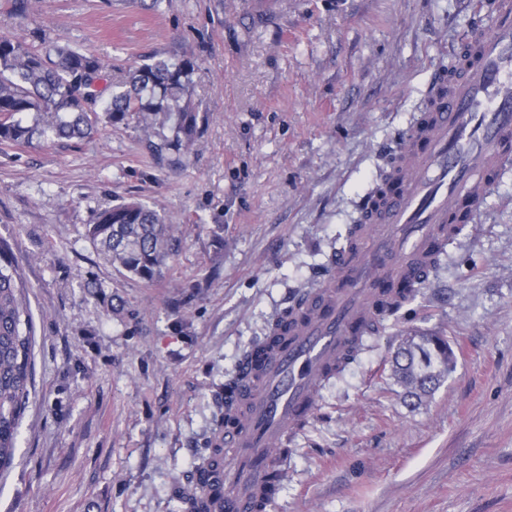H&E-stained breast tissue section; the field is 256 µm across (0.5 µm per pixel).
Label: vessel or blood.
<instances>
[{"mask_svg": "<svg viewBox=\"0 0 512 512\" xmlns=\"http://www.w3.org/2000/svg\"><path fill=\"white\" fill-rule=\"evenodd\" d=\"M490 30L470 34L454 74L437 72L423 112L404 132L385 189L364 202L334 267L242 361L224 410L220 477L184 486L205 512H269L274 447L312 417L318 390L357 353L372 321L427 282L449 229L472 224L499 174L512 168V0H493Z\"/></svg>", "mask_w": 512, "mask_h": 512, "instance_id": "b4317fda", "label": "vessel or blood"}]
</instances>
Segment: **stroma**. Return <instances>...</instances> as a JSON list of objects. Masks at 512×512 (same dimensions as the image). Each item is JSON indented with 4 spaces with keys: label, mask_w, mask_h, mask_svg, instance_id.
Instances as JSON below:
<instances>
[{
    "label": "stroma",
    "mask_w": 512,
    "mask_h": 512,
    "mask_svg": "<svg viewBox=\"0 0 512 512\" xmlns=\"http://www.w3.org/2000/svg\"><path fill=\"white\" fill-rule=\"evenodd\" d=\"M0 0V33L107 57H190L203 131L182 168L135 125L90 141L0 145V242L22 263L35 391L0 512H178L246 350L326 276L437 68L492 25L472 0ZM128 198L176 227L144 281L84 236ZM96 281L86 289V281ZM455 368L416 403L391 376L407 337ZM273 512H512V169L431 281L319 391Z\"/></svg>",
    "instance_id": "stroma-1"
}]
</instances>
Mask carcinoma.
<instances>
[{
  "label": "carcinoma",
  "mask_w": 512,
  "mask_h": 512,
  "mask_svg": "<svg viewBox=\"0 0 512 512\" xmlns=\"http://www.w3.org/2000/svg\"><path fill=\"white\" fill-rule=\"evenodd\" d=\"M31 0H11L10 16L23 24ZM31 41L0 34V143L29 144L93 138L99 126L135 122L146 147L176 167L200 133L191 98L195 62L150 57L112 80L109 61L47 36ZM165 218L138 200L96 211L85 225L95 250L128 274L150 281L171 254ZM36 330L19 261L0 244V471L15 458L18 429L35 384ZM454 353L442 336L406 339L392 357V375L407 396L421 399L448 376Z\"/></svg>",
  "instance_id": "carcinoma-1"
}]
</instances>
